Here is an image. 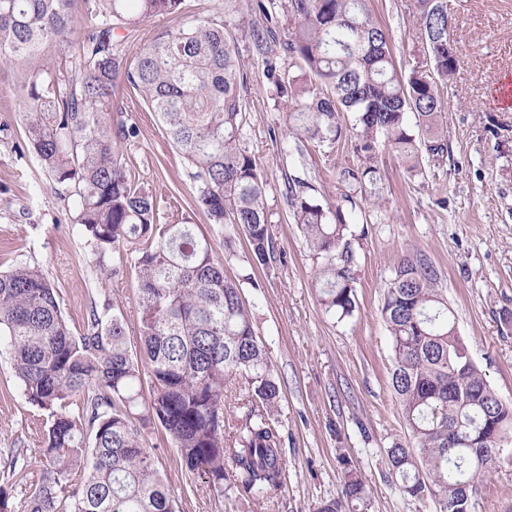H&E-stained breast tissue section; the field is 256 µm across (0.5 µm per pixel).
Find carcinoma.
<instances>
[{
    "instance_id": "obj_1",
    "label": "carcinoma",
    "mask_w": 512,
    "mask_h": 512,
    "mask_svg": "<svg viewBox=\"0 0 512 512\" xmlns=\"http://www.w3.org/2000/svg\"><path fill=\"white\" fill-rule=\"evenodd\" d=\"M184 0H83L94 20L74 37L72 0H0V59L26 72L24 147L73 200V223L99 264L133 265L140 306L132 351L124 315L110 296L91 301L72 330L57 289L35 266L0 271V347L11 357L28 402L45 413L41 459L18 469L28 490L0 512H176L144 432L164 431L191 473L224 495L233 479L263 499L286 479L283 435L270 421L280 401L263 343L242 299L249 268L279 260L257 164L244 143V75L224 25L190 23L157 35L133 62L119 55L116 29L180 12ZM367 0H288L283 46L299 74L267 72L287 97L288 131L301 153L335 144L342 114L352 127L357 165L339 171L352 192L376 187L387 148L407 171L447 151L438 82L456 72L448 0H411L428 67L399 72L390 35ZM49 45H68L58 78L39 65ZM124 72L167 139L187 161L195 203L232 254L245 236L251 251L235 278L192 224L162 221L157 200L118 162L116 146L136 134L112 115V80ZM415 127H410L408 113ZM315 186L287 178L293 221L321 259L316 282L326 311L355 309L348 211L320 203ZM381 317L392 339L391 385L410 443H393L387 464L403 495L435 500L437 512H473L478 486L512 446V406L504 405L458 336L439 275L420 249L397 262ZM245 384L244 416L225 425V390ZM368 493L345 465L338 497L317 512H357Z\"/></svg>"
}]
</instances>
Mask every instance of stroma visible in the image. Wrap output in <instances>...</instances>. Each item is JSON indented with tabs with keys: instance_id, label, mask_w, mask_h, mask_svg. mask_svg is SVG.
I'll return each instance as SVG.
<instances>
[{
	"instance_id": "stroma-1",
	"label": "stroma",
	"mask_w": 512,
	"mask_h": 512,
	"mask_svg": "<svg viewBox=\"0 0 512 512\" xmlns=\"http://www.w3.org/2000/svg\"><path fill=\"white\" fill-rule=\"evenodd\" d=\"M374 20L390 33L397 65L422 60V39L409 0H368ZM450 37L462 59L439 87L447 122L448 152L423 161L422 175L407 174L391 151L380 159L379 199L355 193L352 245L357 254L353 314L328 313L315 285L319 259L290 215L287 176L311 179L320 202L340 204L343 167L356 164L348 139L298 156L288 148V116L268 65L287 70L280 36L288 25L287 0H184L178 16L149 19L116 31L119 51L135 58L160 32L186 20H216L233 38L247 103L246 146L257 162L270 231L282 263L256 269L243 298L266 348L281 400L273 419L283 437L286 480L258 500L225 482L214 496L205 477L189 473L176 448L152 430L155 466L177 498V512H315L335 498L344 465L356 468L369 491L367 512H435L432 501L402 495L386 463L393 442L408 433L391 387L392 340L380 309L387 282L407 248L423 250L438 269L439 286L455 311L457 331L474 362L505 402L512 404V106L494 102L495 86L512 74V0H448ZM276 38L259 52L253 31ZM24 76L0 63V264L39 267L60 292L64 314L80 325L90 299L110 293L130 335L140 319L133 269L100 273L85 238L73 224L72 200L53 185L33 153L19 152ZM112 100L134 138L122 143L123 165L156 195L161 211L178 207L187 223L209 234L210 220L194 201L187 163L170 144L154 114L139 102L125 74L113 82ZM39 410L19 388L11 359L0 353V492L16 507L23 489L7 462L10 449L40 458L33 438ZM475 512H512V447L479 488Z\"/></svg>"
}]
</instances>
